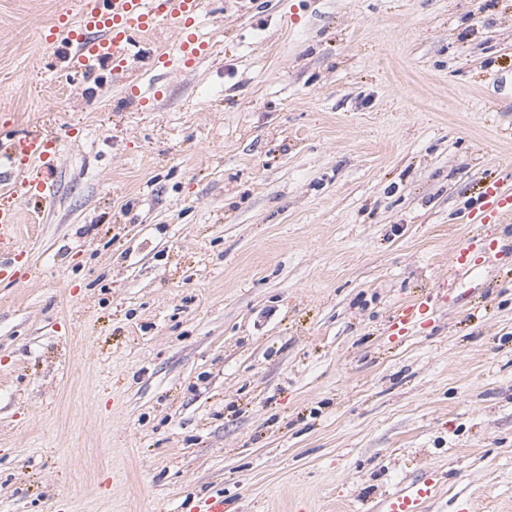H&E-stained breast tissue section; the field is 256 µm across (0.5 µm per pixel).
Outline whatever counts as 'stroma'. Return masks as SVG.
I'll use <instances>...</instances> for the list:
<instances>
[{
	"mask_svg": "<svg viewBox=\"0 0 512 512\" xmlns=\"http://www.w3.org/2000/svg\"><path fill=\"white\" fill-rule=\"evenodd\" d=\"M58 0H0V115L61 152L0 281V512H512V0H223L211 50L60 74ZM433 296L431 323L395 313ZM497 189L496 183L485 187L479 206L468 213L469 224H497L512 214L511 197L502 198ZM475 241L473 238L465 239L452 255L451 266L455 273L462 278H466L473 273L474 267L471 265L470 255L475 250ZM441 479L436 471H423L399 483L382 496L379 512H426L428 503L440 493Z\"/></svg>",
	"mask_w": 512,
	"mask_h": 512,
	"instance_id": "stroma-1",
	"label": "stroma"
}]
</instances>
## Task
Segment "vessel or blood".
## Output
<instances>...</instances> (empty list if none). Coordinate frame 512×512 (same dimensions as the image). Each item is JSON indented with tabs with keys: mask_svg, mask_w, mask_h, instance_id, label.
<instances>
[{
	"mask_svg": "<svg viewBox=\"0 0 512 512\" xmlns=\"http://www.w3.org/2000/svg\"><path fill=\"white\" fill-rule=\"evenodd\" d=\"M203 4L204 0H80L78 15L61 10L46 41L51 46L66 43L70 71L86 79L95 65L105 60L111 62L113 73L126 72L142 56L144 36L168 25L177 28L182 38L175 54L158 53L157 61L188 69L209 51L208 43L196 33ZM9 126V120L0 121V185H7L11 197L20 194L42 198L46 189L44 177L55 168L60 141L37 128L12 135ZM511 214L512 199L499 196L496 186L489 185L467 219L472 224H497ZM18 222L17 210L1 203L0 270L13 264L19 250ZM474 250L475 243L469 238L453 253L451 265L458 276L465 278L473 272L470 256ZM433 313L432 300L426 297L402 309L395 325L404 332L409 326L430 319ZM440 488L438 472H420L385 493L378 503L379 512H426Z\"/></svg>",
	"mask_w": 512,
	"mask_h": 512,
	"instance_id": "vessel-or-blood-1",
	"label": "vessel or blood"
}]
</instances>
